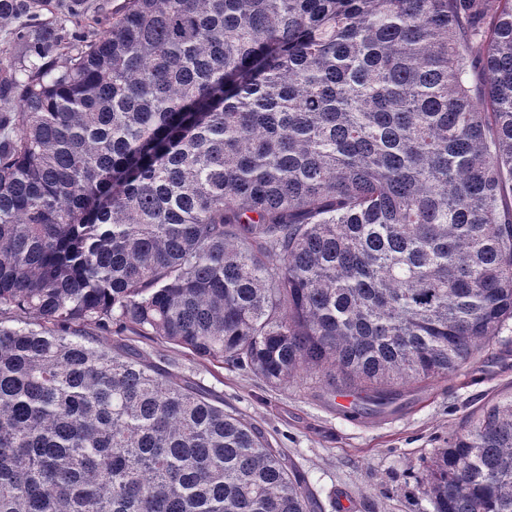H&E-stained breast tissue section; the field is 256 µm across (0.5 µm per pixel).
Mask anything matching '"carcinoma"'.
I'll use <instances>...</instances> for the list:
<instances>
[{
	"instance_id": "1",
	"label": "carcinoma",
	"mask_w": 512,
	"mask_h": 512,
	"mask_svg": "<svg viewBox=\"0 0 512 512\" xmlns=\"http://www.w3.org/2000/svg\"><path fill=\"white\" fill-rule=\"evenodd\" d=\"M90 9L0 0V512H315L258 427L127 336L376 413L490 349L512 0ZM413 494L512 512V394Z\"/></svg>"
}]
</instances>
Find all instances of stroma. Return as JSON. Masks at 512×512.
Returning a JSON list of instances; mask_svg holds the SVG:
<instances>
[{"mask_svg":"<svg viewBox=\"0 0 512 512\" xmlns=\"http://www.w3.org/2000/svg\"><path fill=\"white\" fill-rule=\"evenodd\" d=\"M160 365L194 375L224 408L261 429L304 473L320 512H430L410 490L422 462L491 398L512 392V355L483 357L468 370L412 389L397 410L357 415L304 381L272 387L251 373L216 368L169 344H148Z\"/></svg>","mask_w":512,"mask_h":512,"instance_id":"obj_1","label":"stroma"}]
</instances>
